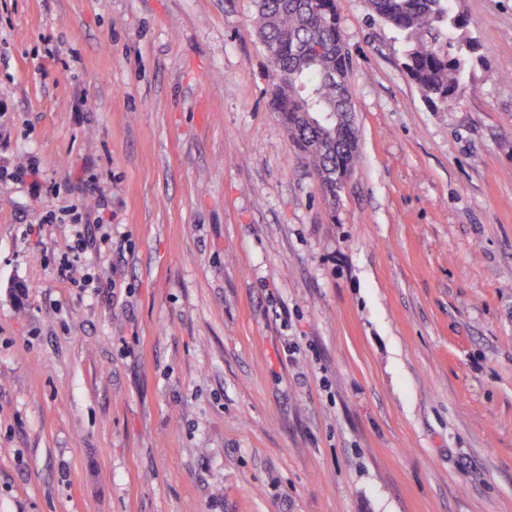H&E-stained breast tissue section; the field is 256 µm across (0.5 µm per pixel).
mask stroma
<instances>
[{
    "mask_svg": "<svg viewBox=\"0 0 512 512\" xmlns=\"http://www.w3.org/2000/svg\"><path fill=\"white\" fill-rule=\"evenodd\" d=\"M336 7L331 203L254 0H0V512H512V0L438 107Z\"/></svg>",
    "mask_w": 512,
    "mask_h": 512,
    "instance_id": "stroma-1",
    "label": "stroma"
}]
</instances>
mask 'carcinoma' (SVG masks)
<instances>
[{
    "mask_svg": "<svg viewBox=\"0 0 512 512\" xmlns=\"http://www.w3.org/2000/svg\"><path fill=\"white\" fill-rule=\"evenodd\" d=\"M371 15L397 30L406 43L407 73L431 103L446 104L461 90L473 55L465 45L467 21L452 0H367ZM256 27L263 46H276L272 106L288 139L322 181L324 197L336 201V179L352 174L358 156L344 152L350 126L336 120V78L348 81L353 67L335 0H256Z\"/></svg>",
    "mask_w": 512,
    "mask_h": 512,
    "instance_id": "carcinoma-1",
    "label": "carcinoma"
}]
</instances>
